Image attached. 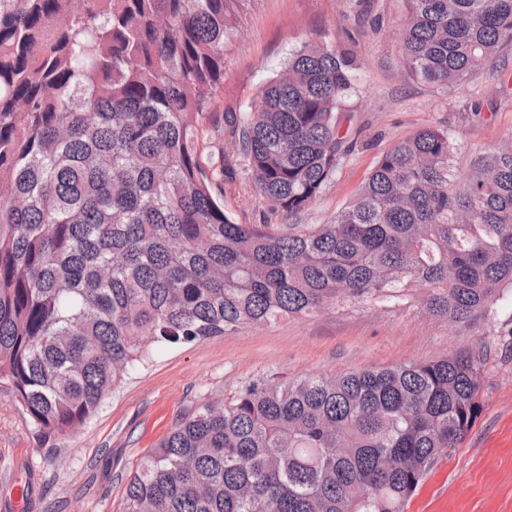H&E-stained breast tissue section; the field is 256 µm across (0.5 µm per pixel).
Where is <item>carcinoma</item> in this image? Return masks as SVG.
I'll use <instances>...</instances> for the list:
<instances>
[{
  "mask_svg": "<svg viewBox=\"0 0 512 512\" xmlns=\"http://www.w3.org/2000/svg\"><path fill=\"white\" fill-rule=\"evenodd\" d=\"M248 0H0V383L43 439L77 430L155 342L349 304L493 322L512 294V141L422 128L327 224H238L201 120ZM401 57L448 90L512 42V0H406ZM353 65L309 44L238 131L272 209L304 211L348 149ZM485 343L431 362L252 378L189 411L124 512H403L480 413Z\"/></svg>",
  "mask_w": 512,
  "mask_h": 512,
  "instance_id": "1",
  "label": "carcinoma"
}]
</instances>
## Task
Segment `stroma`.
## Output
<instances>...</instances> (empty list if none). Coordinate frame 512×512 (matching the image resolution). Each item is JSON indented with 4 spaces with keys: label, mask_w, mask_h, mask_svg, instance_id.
<instances>
[{
    "label": "stroma",
    "mask_w": 512,
    "mask_h": 512,
    "mask_svg": "<svg viewBox=\"0 0 512 512\" xmlns=\"http://www.w3.org/2000/svg\"><path fill=\"white\" fill-rule=\"evenodd\" d=\"M404 0H248L224 51V88L202 121L205 154H224L220 185L239 224H284L256 192L224 123L251 111L261 88L307 44L335 48L354 64L355 91L342 116L349 147L333 182L295 218L326 224L355 197L377 159L398 140L444 127L465 151L512 138V45L472 81L448 91L400 62ZM512 303L474 326L378 306L289 318L189 344H153L77 432L40 439L0 385V512H124L131 474L197 403H223L248 379L291 381L407 361H430L489 343L481 412L458 447L444 452L404 512H512Z\"/></svg>",
    "instance_id": "35a3bbf8"
}]
</instances>
